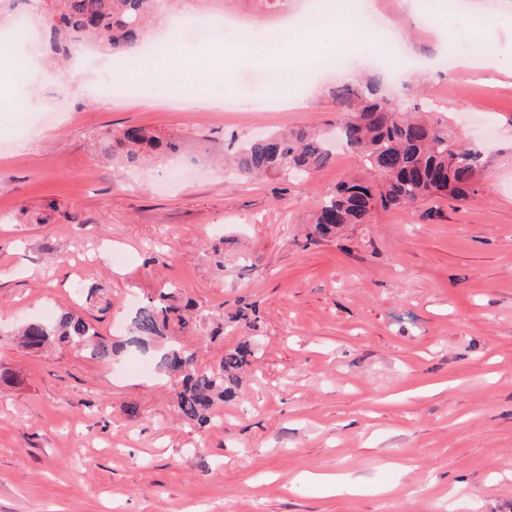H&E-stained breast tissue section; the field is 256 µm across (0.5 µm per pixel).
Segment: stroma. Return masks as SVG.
<instances>
[{
    "instance_id": "35a3bbf8",
    "label": "stroma",
    "mask_w": 512,
    "mask_h": 512,
    "mask_svg": "<svg viewBox=\"0 0 512 512\" xmlns=\"http://www.w3.org/2000/svg\"><path fill=\"white\" fill-rule=\"evenodd\" d=\"M373 2L381 29L343 23L336 50L400 107L434 100L481 151L482 191L314 240L321 202L360 173L352 154L337 148L303 182L245 179L223 158L258 133L330 130L340 72L294 65L305 105L289 107L287 86L266 83L287 46L194 34L174 56L124 57L154 75L150 96L104 101L90 89L110 81V55L90 52L79 89L46 54L18 82L0 47V512H512V0ZM309 3L191 11L275 29ZM490 11L499 64L464 71L474 46L448 33ZM215 63L234 69V92L214 76L205 94L223 107L191 106L195 65ZM129 125L182 148L140 168L103 162L95 131ZM184 165L196 176L170 179ZM171 288L258 321L242 394L199 430L175 419L150 356L31 353L13 337L64 307L117 340Z\"/></svg>"
}]
</instances>
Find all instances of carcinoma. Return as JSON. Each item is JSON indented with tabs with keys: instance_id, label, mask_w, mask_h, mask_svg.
Here are the masks:
<instances>
[{
	"instance_id": "cac0c4a2",
	"label": "carcinoma",
	"mask_w": 512,
	"mask_h": 512,
	"mask_svg": "<svg viewBox=\"0 0 512 512\" xmlns=\"http://www.w3.org/2000/svg\"><path fill=\"white\" fill-rule=\"evenodd\" d=\"M38 2L44 43L57 58H68L72 49L83 45L136 53L150 44L156 0ZM336 104L343 114L339 135L356 152L365 174L340 183L324 202L314 220L319 233L329 234L346 224H370L380 211L408 209L432 197L447 196L465 206L479 195L481 152L462 144L444 120L432 115V109H401L368 85L342 87L336 91ZM95 140L104 155L128 164L170 157L179 150L176 138L152 135L137 126L121 131L107 128L97 132ZM331 158L322 137L299 126L242 145L235 165L248 176L272 173L285 179L307 178ZM171 298L169 293L161 294L140 307L127 336L119 341L102 335L69 310L50 320L27 322L18 336L21 346L31 352L53 344L79 348L105 361L126 347L144 353L162 342L158 366L173 379L177 419L205 427L218 419L220 405L238 397L240 372L255 355L258 337L224 351L217 364L201 367L194 353L169 336L175 324L189 327L181 307Z\"/></svg>"
}]
</instances>
